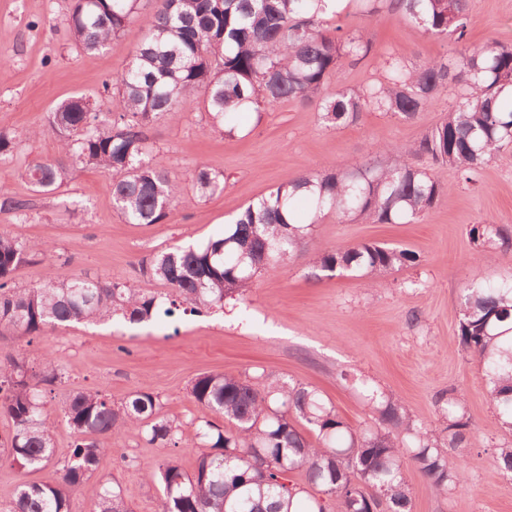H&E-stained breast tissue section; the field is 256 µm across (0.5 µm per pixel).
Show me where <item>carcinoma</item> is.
I'll use <instances>...</instances> for the list:
<instances>
[{
	"mask_svg": "<svg viewBox=\"0 0 512 512\" xmlns=\"http://www.w3.org/2000/svg\"><path fill=\"white\" fill-rule=\"evenodd\" d=\"M337 2L156 0L154 12L143 18L144 41L127 70L112 78L115 111L97 112L77 97L48 113L61 158L33 165L27 179L49 191L73 163L99 167L112 173V198L127 223L163 222L186 197L164 169L145 160L147 133L197 91L212 126L229 135L245 115L284 100L316 104L321 122L337 127L370 111L412 121L451 90L453 100L438 124L408 147L382 143L359 161L280 184L200 246H173L142 259L137 274L168 286L164 297L121 281L59 273L42 287L18 288L14 272L34 262L38 251L0 233V327L39 336L50 327L113 317L143 323L178 310L199 315L244 297L255 278L302 251L327 212L379 224L420 220L444 187L412 163L415 157L476 183L483 167L512 145V49L470 44V0H359L363 16L395 13L448 40L455 54L415 66L391 56L385 81L328 94L335 74L374 53L363 35L340 24L325 26L326 15H338ZM138 19L139 0H73L68 26L76 44L99 51ZM224 183V174L197 165L196 198L212 196ZM469 238L483 262L493 259L496 239L501 249H512V236L493 224L472 225ZM419 262L411 249L362 242L315 253L310 269L357 272L373 288L388 273ZM459 327L463 347L482 368L500 428L512 433V281L465 288ZM61 378L51 358L38 368L24 357L0 358V414L13 426L3 453L28 472L57 466L55 483H20L0 512H70L72 491L108 452L99 437L130 428L151 446L204 448L191 473L173 458L148 473L162 485V512H365L363 502L375 491L382 495V512H411L408 465L435 491L466 482L465 470L448 468L449 455L467 458L471 430L458 388L436 395L435 425H416L400 401L384 398L375 405L378 427L366 430L345 421L313 387L265 374L204 372L189 393L209 416L197 420L191 435L178 418L162 413L151 392L132 391L114 403L102 389L79 390L64 408L75 440L57 460L41 397ZM495 459L512 474L511 443L496 449ZM93 512L131 510L120 486L104 485Z\"/></svg>",
	"mask_w": 512,
	"mask_h": 512,
	"instance_id": "obj_1",
	"label": "carcinoma"
}]
</instances>
